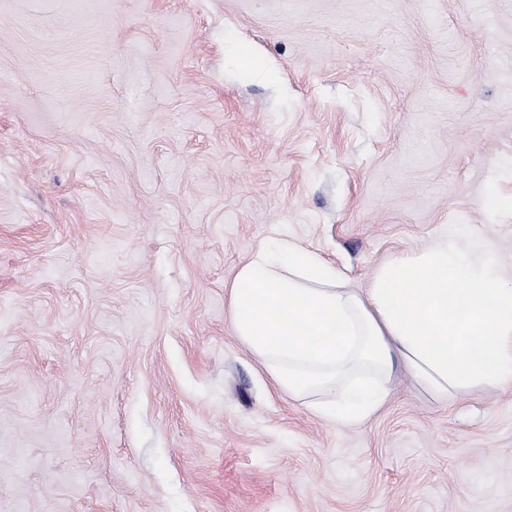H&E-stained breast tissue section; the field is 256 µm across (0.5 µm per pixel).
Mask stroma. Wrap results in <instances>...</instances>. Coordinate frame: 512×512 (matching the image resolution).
<instances>
[{
    "label": "stroma",
    "mask_w": 512,
    "mask_h": 512,
    "mask_svg": "<svg viewBox=\"0 0 512 512\" xmlns=\"http://www.w3.org/2000/svg\"><path fill=\"white\" fill-rule=\"evenodd\" d=\"M512 262V0H0V512H512V395L273 390L226 287Z\"/></svg>",
    "instance_id": "35a3bbf8"
}]
</instances>
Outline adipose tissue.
I'll return each mask as SVG.
<instances>
[{"label":"adipose tissue","mask_w":512,"mask_h":512,"mask_svg":"<svg viewBox=\"0 0 512 512\" xmlns=\"http://www.w3.org/2000/svg\"><path fill=\"white\" fill-rule=\"evenodd\" d=\"M228 309L273 387L339 426L378 412L400 370L436 397L512 391V268L490 244L462 249L454 231L362 290L294 239L271 238L237 269Z\"/></svg>","instance_id":"1"}]
</instances>
